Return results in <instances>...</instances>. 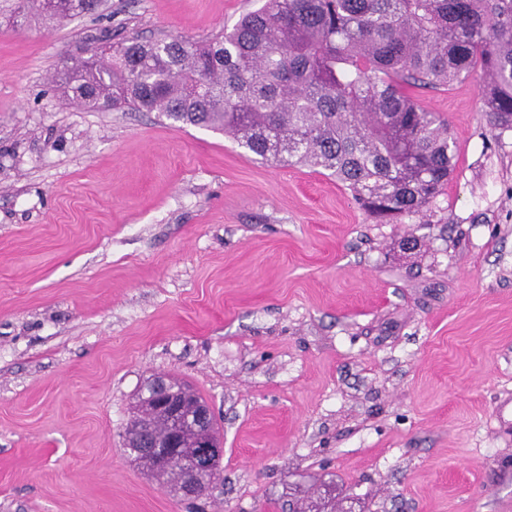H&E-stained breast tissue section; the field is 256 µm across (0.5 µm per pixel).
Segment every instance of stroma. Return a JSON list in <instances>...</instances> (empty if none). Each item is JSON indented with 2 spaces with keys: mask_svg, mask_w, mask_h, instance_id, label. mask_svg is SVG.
I'll use <instances>...</instances> for the list:
<instances>
[{
  "mask_svg": "<svg viewBox=\"0 0 512 512\" xmlns=\"http://www.w3.org/2000/svg\"><path fill=\"white\" fill-rule=\"evenodd\" d=\"M264 0H103L48 26L0 0V512H512V131L473 77L415 95L456 167L378 224L335 179L50 84L97 40L205 41ZM418 236L419 248L401 241ZM213 407L196 500L134 467L139 390Z\"/></svg>",
  "mask_w": 512,
  "mask_h": 512,
  "instance_id": "35a3bbf8",
  "label": "stroma"
}]
</instances>
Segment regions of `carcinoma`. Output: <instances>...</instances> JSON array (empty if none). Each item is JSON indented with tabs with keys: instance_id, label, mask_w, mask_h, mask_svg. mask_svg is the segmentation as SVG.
<instances>
[{
	"instance_id": "1",
	"label": "carcinoma",
	"mask_w": 512,
	"mask_h": 512,
	"mask_svg": "<svg viewBox=\"0 0 512 512\" xmlns=\"http://www.w3.org/2000/svg\"><path fill=\"white\" fill-rule=\"evenodd\" d=\"M101 0H36L46 24ZM512 131V0H267L222 37L100 42L56 91L88 110L158 112L230 134L279 166L329 172L380 224L426 211L448 186V124L411 90L474 74Z\"/></svg>"
}]
</instances>
